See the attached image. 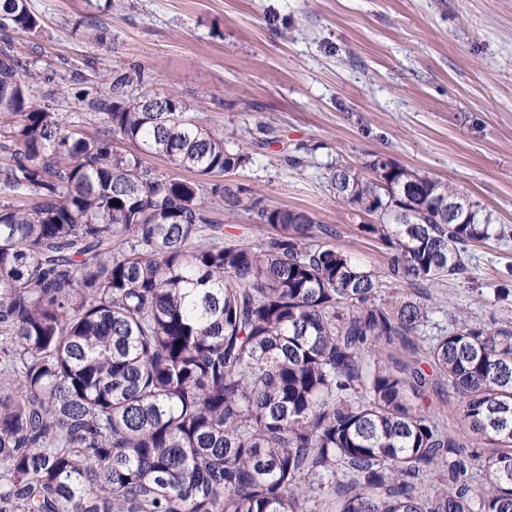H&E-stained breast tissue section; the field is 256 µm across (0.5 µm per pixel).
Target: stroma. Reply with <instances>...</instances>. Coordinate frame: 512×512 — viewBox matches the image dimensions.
<instances>
[{
  "label": "stroma",
  "instance_id": "obj_1",
  "mask_svg": "<svg viewBox=\"0 0 512 512\" xmlns=\"http://www.w3.org/2000/svg\"><path fill=\"white\" fill-rule=\"evenodd\" d=\"M77 0H30L39 36L13 47L43 75L73 77L97 59L93 84L136 67L134 92L178 95L203 125L247 148L231 183L269 208L308 212L325 240L387 279L386 248L360 232L325 186V167L361 169L382 154L452 182L512 226V0H112L92 46L69 26ZM276 140L258 147L261 128ZM313 152L286 161L295 146ZM224 237L248 246L269 234L252 212L214 208ZM457 280L417 289L430 307L418 343L448 333L455 316L512 329V238L469 248ZM427 403L448 434L469 430L450 389Z\"/></svg>",
  "mask_w": 512,
  "mask_h": 512
}]
</instances>
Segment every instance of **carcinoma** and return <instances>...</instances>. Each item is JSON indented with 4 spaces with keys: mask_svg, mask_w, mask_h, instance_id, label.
<instances>
[{
    "mask_svg": "<svg viewBox=\"0 0 512 512\" xmlns=\"http://www.w3.org/2000/svg\"><path fill=\"white\" fill-rule=\"evenodd\" d=\"M86 4L71 32L101 44L112 0ZM18 32L38 17L0 0V184L38 198L0 202V512H512V331L461 319L420 354L428 305L383 298L311 215L224 182L246 151L178 96L133 93L139 69L78 89L89 135ZM326 180L400 284L459 276L469 246L505 237L478 202L448 218L465 194L379 154ZM210 198L274 234L225 242ZM393 345L410 360L384 362ZM445 384L467 442L425 404Z\"/></svg>",
    "mask_w": 512,
    "mask_h": 512,
    "instance_id": "1",
    "label": "carcinoma"
}]
</instances>
